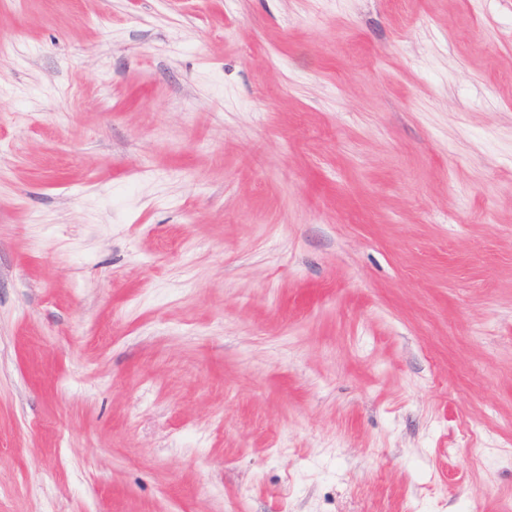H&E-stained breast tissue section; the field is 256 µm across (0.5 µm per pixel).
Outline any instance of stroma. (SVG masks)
<instances>
[{"mask_svg":"<svg viewBox=\"0 0 512 512\" xmlns=\"http://www.w3.org/2000/svg\"><path fill=\"white\" fill-rule=\"evenodd\" d=\"M0 512H512V0H0Z\"/></svg>","mask_w":512,"mask_h":512,"instance_id":"35a3bbf8","label":"stroma"}]
</instances>
